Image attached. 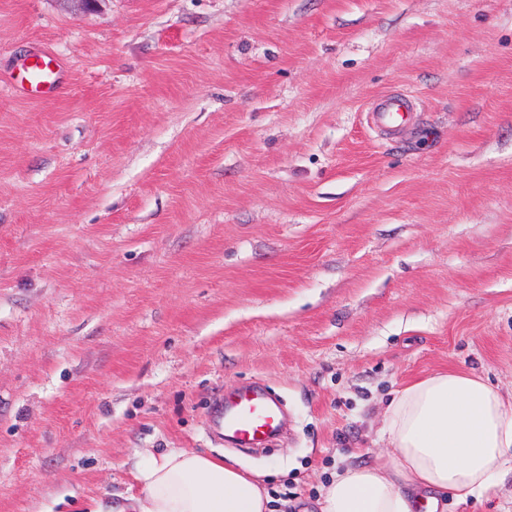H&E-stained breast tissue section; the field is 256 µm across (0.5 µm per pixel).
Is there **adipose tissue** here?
<instances>
[{
  "instance_id": "ef3b65f1",
  "label": "adipose tissue",
  "mask_w": 512,
  "mask_h": 512,
  "mask_svg": "<svg viewBox=\"0 0 512 512\" xmlns=\"http://www.w3.org/2000/svg\"><path fill=\"white\" fill-rule=\"evenodd\" d=\"M393 457L349 466L322 487L319 512H438L512 473V402L483 378L439 371L399 389L385 410ZM265 472L187 448L140 457L141 490L125 506L89 512H273Z\"/></svg>"
}]
</instances>
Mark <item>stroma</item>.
I'll return each instance as SVG.
<instances>
[{
	"label": "stroma",
	"instance_id": "1",
	"mask_svg": "<svg viewBox=\"0 0 512 512\" xmlns=\"http://www.w3.org/2000/svg\"><path fill=\"white\" fill-rule=\"evenodd\" d=\"M448 369L512 399V0H0V512H86L171 448L312 512ZM245 381L274 448L207 433ZM444 509L512 512V473ZM56 67L57 64L47 52L33 55L25 67L27 91L38 93L52 85L56 78ZM366 112L370 127L383 133H396L411 123L414 108L405 95L396 94L387 96Z\"/></svg>",
	"mask_w": 512,
	"mask_h": 512
}]
</instances>
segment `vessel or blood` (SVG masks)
Instances as JSON below:
<instances>
[{
    "instance_id": "1",
    "label": "vessel or blood",
    "mask_w": 512,
    "mask_h": 512,
    "mask_svg": "<svg viewBox=\"0 0 512 512\" xmlns=\"http://www.w3.org/2000/svg\"><path fill=\"white\" fill-rule=\"evenodd\" d=\"M25 73L29 92L37 93L54 83L56 64L48 53L36 54L28 61ZM413 112V105L405 95H390L368 108L366 120L373 129L396 133L411 123ZM208 414L212 435L230 438L242 448L263 446L283 426L279 402L259 383L218 393L208 405Z\"/></svg>"
}]
</instances>
